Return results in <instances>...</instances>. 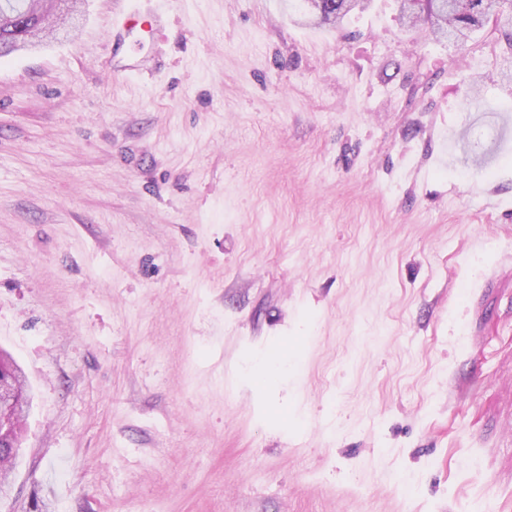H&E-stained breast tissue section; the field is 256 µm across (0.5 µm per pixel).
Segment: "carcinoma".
Wrapping results in <instances>:
<instances>
[{
  "label": "carcinoma",
  "mask_w": 512,
  "mask_h": 512,
  "mask_svg": "<svg viewBox=\"0 0 512 512\" xmlns=\"http://www.w3.org/2000/svg\"><path fill=\"white\" fill-rule=\"evenodd\" d=\"M302 2L309 23L337 27L351 13L364 9L368 0ZM19 3L23 10L15 16L0 12V58L21 51L31 30L44 29L51 10L63 11L59 4L49 7L38 0ZM398 10L404 26H424L435 42L452 39L464 45L492 22L512 52V0H398Z\"/></svg>",
  "instance_id": "cac0c4a2"
}]
</instances>
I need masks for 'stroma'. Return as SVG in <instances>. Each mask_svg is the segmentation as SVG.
Returning <instances> with one entry per match:
<instances>
[{
  "label": "stroma",
  "mask_w": 512,
  "mask_h": 512,
  "mask_svg": "<svg viewBox=\"0 0 512 512\" xmlns=\"http://www.w3.org/2000/svg\"><path fill=\"white\" fill-rule=\"evenodd\" d=\"M78 0L0 59V512H512V61L288 0ZM138 22L134 15L122 12L117 23L112 29V39L110 41L112 60L119 65L125 60V55L129 52L131 45L130 38L134 34ZM23 373L9 360L0 365V429L22 425L30 404V392L25 389Z\"/></svg>",
  "instance_id": "obj_1"
}]
</instances>
